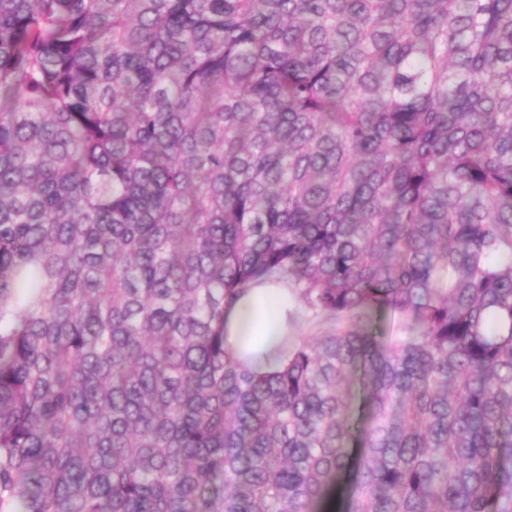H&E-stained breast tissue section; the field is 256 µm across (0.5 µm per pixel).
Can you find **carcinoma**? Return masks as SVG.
<instances>
[{
  "label": "carcinoma",
  "mask_w": 512,
  "mask_h": 512,
  "mask_svg": "<svg viewBox=\"0 0 512 512\" xmlns=\"http://www.w3.org/2000/svg\"><path fill=\"white\" fill-rule=\"evenodd\" d=\"M265 282L344 326L258 374ZM345 476L512 512V0H0V512ZM292 304L288 289L265 285L250 288L229 310L224 328L226 341L238 357L248 360L258 372L277 367Z\"/></svg>",
  "instance_id": "cac0c4a2"
}]
</instances>
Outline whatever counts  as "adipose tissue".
<instances>
[{"instance_id":"1","label":"adipose tissue","mask_w":512,"mask_h":512,"mask_svg":"<svg viewBox=\"0 0 512 512\" xmlns=\"http://www.w3.org/2000/svg\"><path fill=\"white\" fill-rule=\"evenodd\" d=\"M293 298L276 285L249 289L229 310L225 336L234 353L258 372L274 370L286 332L287 312Z\"/></svg>"}]
</instances>
